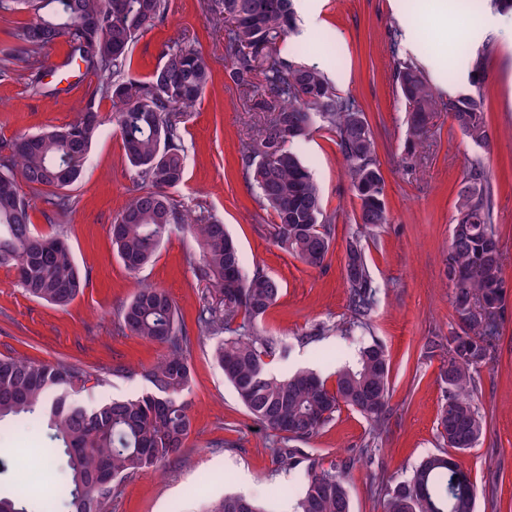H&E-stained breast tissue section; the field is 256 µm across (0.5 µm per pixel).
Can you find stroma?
Here are the masks:
<instances>
[{"mask_svg": "<svg viewBox=\"0 0 512 512\" xmlns=\"http://www.w3.org/2000/svg\"><path fill=\"white\" fill-rule=\"evenodd\" d=\"M295 29L288 36L299 61L316 67L340 95L363 107L374 131L377 160L386 183L389 221L367 240L370 275L378 292L369 330L343 333L350 313L343 265L346 241L356 229L359 201L353 194L344 160L331 133L314 131L294 144L322 191L323 206L335 215L336 233L323 267L311 268L269 238L272 218L260 210L257 189L243 177L239 148L252 139L264 115L253 108V92L228 83L224 28L210 0H171L164 26L148 31L132 49L133 76L144 79L159 66L163 44L196 42L208 55L212 85L191 112L186 129V177L171 196L181 208L208 210L237 241L244 272L262 267L277 278L283 294L262 318L270 336L291 346L288 358H274L273 374L310 368L322 376L356 358L377 339L391 363L389 421L379 439L371 424L350 407H341L316 436L297 443L299 455L315 470L338 467L367 441H375L372 463L357 465L349 483L352 512H373L369 488L374 480L409 477L423 457L444 451L438 414L443 392L440 357L425 354L428 337L458 330L453 288L443 275L456 193L471 164L491 173L494 222L506 255L504 275L512 282V13L490 7L488 0H293ZM408 34L400 54L414 58L440 96L472 91L468 61L485 52L489 73L481 87L490 146L472 143L448 112L434 113L421 146L409 149L406 112L393 83L390 41L393 32ZM69 47L58 42L47 51L39 91L21 81H0V138L35 134L72 122L99 77L78 65H65ZM103 126L71 190L74 209L48 221L40 199L31 219L37 233L67 238L89 284L66 309L29 297L14 270L0 268V354L81 365L104 373L101 386L76 394L94 407L149 391L144 368L162 349L123 333L118 312L141 283L169 293L187 323H194L204 287L193 276L195 242L172 234L139 274L128 273L112 250L110 226L136 186L124 159L120 134L112 121V102L99 104ZM317 339H310L314 329ZM211 340L194 342L190 351L193 382L185 399L193 427L180 453L154 473L122 482L108 512H206L227 494H241L292 512L304 477L286 470L277 454L281 443L238 402L211 356ZM124 373H116V366ZM475 402L489 423L479 444L462 456L477 492L476 512H512V296L496 358L481 368ZM51 441L37 420L0 423V492L26 487L31 498L41 486L25 474L45 469L55 482L66 474L42 455Z\"/></svg>", "mask_w": 512, "mask_h": 512, "instance_id": "1", "label": "stroma"}]
</instances>
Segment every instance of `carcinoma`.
<instances>
[{
  "mask_svg": "<svg viewBox=\"0 0 512 512\" xmlns=\"http://www.w3.org/2000/svg\"><path fill=\"white\" fill-rule=\"evenodd\" d=\"M0 0V17L25 10L29 21L11 31L0 51V80L40 82L45 52L65 41L68 61L106 77L87 93L76 118L64 127L0 142V267L17 272L29 296L58 308L69 306L87 285L70 246L60 235L33 233L32 196L53 214L74 201L68 190L81 181L83 164L102 126L99 100H112L125 157L138 190L110 227L124 268L137 274L173 232L193 236L199 258L197 282L206 296L196 317L201 336H217L212 357L245 410L284 440L304 441L330 422L340 406L353 408L380 430L390 393V360L382 346H364L354 364L336 371L330 387L317 373L298 369L272 374L266 358L288 353V344L257 328L279 300L280 283L261 269L245 275L239 247L224 223L196 218L173 203L169 190L185 181L184 127L178 114L192 109L213 82L208 56L192 45L162 49L163 63L145 80L131 75V49L148 30L164 24L169 0ZM224 25V60L230 80L258 92L256 107L268 113L257 137L243 145L241 165L258 190V203L273 215L269 234L308 267L324 266L335 217L323 208L322 192L289 144L318 124L336 137L351 189L360 201L358 233L347 241L344 278L351 319L345 327L369 329L376 286L366 260V238L388 221L386 184L377 163V143L359 104L339 95L323 72L281 53L295 28L292 0H214ZM394 80L408 112L409 141L417 145L432 113L449 112L475 145L489 144L485 100L480 94L487 58L470 59L477 92L440 98L421 67L399 56L393 41ZM25 63L19 73L13 65ZM27 190H22V187ZM456 224L445 263L454 289L453 308L461 332L435 336L429 353L444 358L445 402L438 418L447 449L424 458L409 479L380 488L379 512H475L476 490L457 455L474 447L486 421L474 403L476 374L496 356L509 285L504 277L500 233L493 222L489 172L473 164L456 197ZM119 326L152 341L162 355L144 376L153 391L85 407L69 396L91 381H104L84 367L29 357L0 355V421L13 417L47 420L69 475L53 502L31 504L23 492L0 495V512H107L112 496L129 476L152 473L183 448L193 422L183 399L192 382L190 331L169 294L144 283L119 312ZM354 462L307 472L293 512H351L347 483ZM209 512H270L254 499L229 494Z\"/></svg>",
  "mask_w": 512,
  "mask_h": 512,
  "instance_id": "1",
  "label": "carcinoma"
}]
</instances>
